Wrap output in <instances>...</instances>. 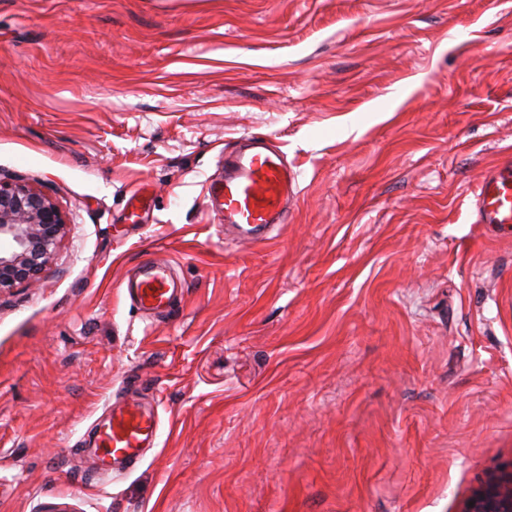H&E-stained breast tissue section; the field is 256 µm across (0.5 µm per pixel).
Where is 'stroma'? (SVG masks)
<instances>
[{
  "label": "stroma",
  "mask_w": 512,
  "mask_h": 512,
  "mask_svg": "<svg viewBox=\"0 0 512 512\" xmlns=\"http://www.w3.org/2000/svg\"><path fill=\"white\" fill-rule=\"evenodd\" d=\"M247 135L298 173L261 241L205 196ZM509 160L512 0H0V178L68 221L0 294V512H459L512 462ZM121 403L159 433L102 476ZM475 218L479 224H512V165L489 170L475 193ZM128 297L144 312L163 315L182 292V286L170 273L168 264L157 258L142 259L130 273L125 286ZM159 420L137 405L119 406L97 425L91 448H85L99 474L132 472L143 460V450L154 445Z\"/></svg>",
  "instance_id": "obj_1"
}]
</instances>
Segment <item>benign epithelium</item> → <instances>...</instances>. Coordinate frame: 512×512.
I'll use <instances>...</instances> for the list:
<instances>
[{"mask_svg":"<svg viewBox=\"0 0 512 512\" xmlns=\"http://www.w3.org/2000/svg\"><path fill=\"white\" fill-rule=\"evenodd\" d=\"M66 216L52 196L22 181L0 180V293L41 279L65 235ZM460 512H512V464L490 475Z\"/></svg>","mask_w":512,"mask_h":512,"instance_id":"1","label":"benign epithelium"}]
</instances>
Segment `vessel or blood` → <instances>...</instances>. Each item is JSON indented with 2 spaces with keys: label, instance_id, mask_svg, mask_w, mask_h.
<instances>
[{
  "label": "vessel or blood",
  "instance_id": "1",
  "mask_svg": "<svg viewBox=\"0 0 512 512\" xmlns=\"http://www.w3.org/2000/svg\"><path fill=\"white\" fill-rule=\"evenodd\" d=\"M224 177L211 182L208 200L223 216L224 229L248 240H262L275 225L285 223L298 189L296 172L283 152L263 138L248 136L223 157ZM475 218L480 224H512V165L489 170L475 193ZM129 298L144 312H169L182 286L166 262L142 259L125 280ZM159 420L137 405L125 404L100 423L87 450L98 473L131 472L143 451L155 443Z\"/></svg>",
  "mask_w": 512,
  "mask_h": 512
}]
</instances>
